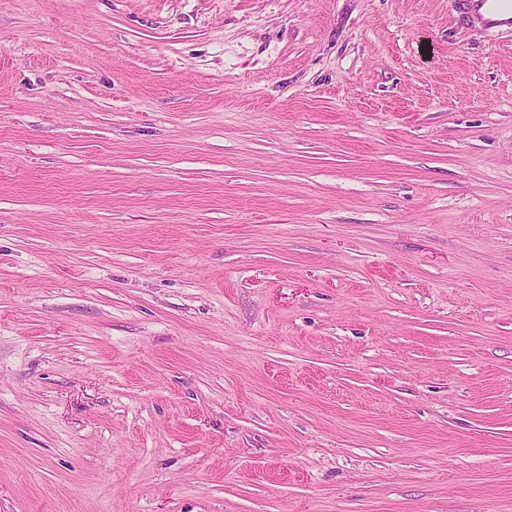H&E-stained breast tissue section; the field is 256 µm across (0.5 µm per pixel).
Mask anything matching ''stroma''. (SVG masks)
<instances>
[{"mask_svg":"<svg viewBox=\"0 0 512 512\" xmlns=\"http://www.w3.org/2000/svg\"><path fill=\"white\" fill-rule=\"evenodd\" d=\"M457 0H0V512H512V33Z\"/></svg>","mask_w":512,"mask_h":512,"instance_id":"stroma-1","label":"stroma"}]
</instances>
